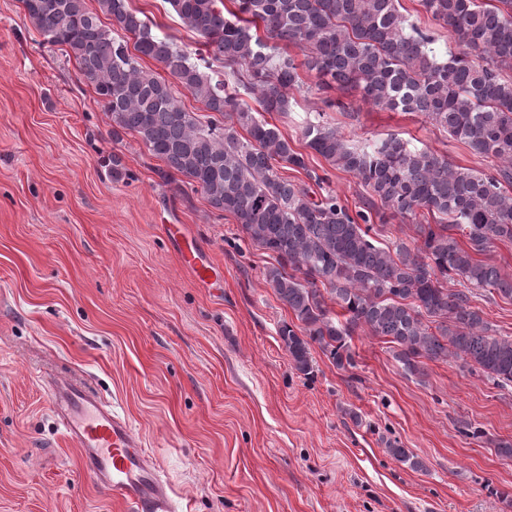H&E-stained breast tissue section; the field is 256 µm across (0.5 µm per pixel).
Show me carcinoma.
<instances>
[{
	"label": "carcinoma",
	"mask_w": 512,
	"mask_h": 512,
	"mask_svg": "<svg viewBox=\"0 0 512 512\" xmlns=\"http://www.w3.org/2000/svg\"><path fill=\"white\" fill-rule=\"evenodd\" d=\"M21 2L44 42L75 60L82 82L109 114L112 140L137 136L165 164L164 180L185 177L214 210L235 217L252 245L270 253L274 264L264 278L299 323L278 329L299 372L314 373L312 343L337 368L355 367L350 340L366 329L390 338L410 372L420 371L422 358L453 357L497 386H512V338L490 334L470 306L480 288L512 301V276L479 258L497 241L512 243V78L504 76L512 71V0H420L448 28L454 52L407 26L399 0H231V10L224 0H167L215 61L232 75L247 74L240 89L152 34L127 0H97L96 11L86 0ZM260 25L267 38L303 52L318 87L356 90L381 110L420 112L491 159L495 173L454 166L397 137L357 148L340 129L307 117L305 146L370 194L367 209L353 214L332 194L313 199L307 185L279 169H301L317 186L328 175L308 168L303 153L241 97L282 113L289 111L288 91L298 86L293 60L268 51L250 32ZM144 57L202 102L206 120L184 110L168 80L143 69ZM378 202L411 220L425 212L434 223L415 225L410 242L383 247L370 236ZM458 232L467 239L464 247ZM450 275L462 289L444 287ZM329 300L344 310L345 322L333 318ZM386 452L422 468L397 443Z\"/></svg>",
	"instance_id": "obj_1"
}]
</instances>
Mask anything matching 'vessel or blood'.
Returning a JSON list of instances; mask_svg holds the SVG:
<instances>
[{"instance_id":"b4317fda","label":"vessel or blood","mask_w":512,"mask_h":512,"mask_svg":"<svg viewBox=\"0 0 512 512\" xmlns=\"http://www.w3.org/2000/svg\"><path fill=\"white\" fill-rule=\"evenodd\" d=\"M165 234L182 265L200 282L215 277L197 241L182 224H169ZM65 440L80 451V467L89 479L107 490L125 512H189L163 480L130 421L84 383L55 380L47 385Z\"/></svg>"}]
</instances>
